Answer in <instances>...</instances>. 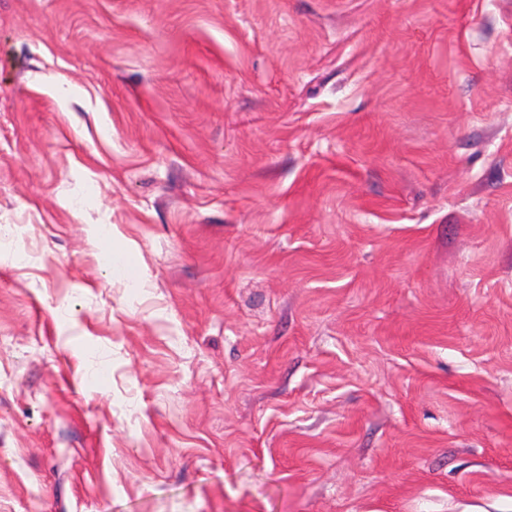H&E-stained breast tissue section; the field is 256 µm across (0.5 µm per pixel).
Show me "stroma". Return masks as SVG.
<instances>
[{"label": "stroma", "instance_id": "stroma-1", "mask_svg": "<svg viewBox=\"0 0 512 512\" xmlns=\"http://www.w3.org/2000/svg\"><path fill=\"white\" fill-rule=\"evenodd\" d=\"M0 512H512V0H0Z\"/></svg>", "mask_w": 512, "mask_h": 512}]
</instances>
